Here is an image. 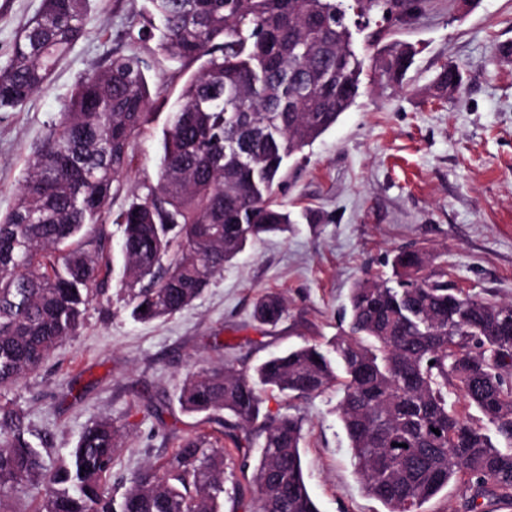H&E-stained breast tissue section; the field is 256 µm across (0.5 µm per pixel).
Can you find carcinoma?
<instances>
[{"mask_svg": "<svg viewBox=\"0 0 512 512\" xmlns=\"http://www.w3.org/2000/svg\"><path fill=\"white\" fill-rule=\"evenodd\" d=\"M87 2L41 0L0 65V112L21 110L84 39ZM355 9L411 17L420 0H151L150 14L129 28L130 41L155 38L170 60L202 61L168 113L156 186L117 220L134 320L180 312L247 243L288 231L277 198L288 163L359 95ZM368 47L380 78L402 83L413 49ZM145 70L139 53H114L81 77L0 216L1 390L73 335L103 292V217L148 120ZM462 83L459 66L445 64L436 90L444 96ZM392 264L395 284H354L348 333L328 345L293 347L251 369L188 373L181 410L205 415L226 447L188 435L163 462L132 473L119 496L108 484L118 449L111 418L49 467L24 440V416L0 405V499L30 482L41 487L35 512H222L224 459L234 454L240 470H252L257 512H319L303 474L302 419L262 414L263 394L300 398L334 386L357 474L385 512H423L452 482L472 491L474 510L480 497L512 500V312L424 273L421 251H399ZM285 314L276 293L255 303L263 324ZM450 389L481 424L448 403Z\"/></svg>", "mask_w": 512, "mask_h": 512, "instance_id": "obj_1", "label": "carcinoma"}]
</instances>
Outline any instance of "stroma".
Here are the masks:
<instances>
[{"instance_id":"1","label":"stroma","mask_w":512,"mask_h":512,"mask_svg":"<svg viewBox=\"0 0 512 512\" xmlns=\"http://www.w3.org/2000/svg\"><path fill=\"white\" fill-rule=\"evenodd\" d=\"M40 5L0 0V61ZM150 8L149 0H90L85 39L20 111L0 112V213L13 207L29 154L71 89L104 55L133 52L124 31ZM368 30L415 46L403 85L380 82L365 61L355 104L288 165L277 192L293 220L288 234L248 244L190 307L151 323L133 321L125 308L116 219L156 184L164 120L199 65L142 50L156 117L106 216L107 263L99 274L109 290L48 360L0 391V404L23 413L24 438L46 462L66 457L87 427L110 417L120 435L110 483L122 491L126 478L165 459L188 434L215 432L177 401L191 367L245 369L343 335L352 285L391 277L394 252L427 253L429 271L446 273L453 287L512 302V55L495 52L512 44V0L470 8L462 0H423L414 17ZM447 62L459 65L463 85L439 100L433 82ZM271 291L284 297L287 312L277 325L262 326L252 317L254 303ZM339 399L333 387L293 400L270 394L264 411L302 418L304 475L319 512H384L355 472Z\"/></svg>"}]
</instances>
